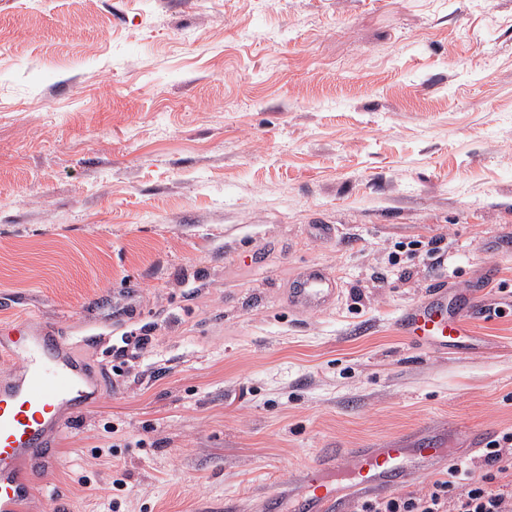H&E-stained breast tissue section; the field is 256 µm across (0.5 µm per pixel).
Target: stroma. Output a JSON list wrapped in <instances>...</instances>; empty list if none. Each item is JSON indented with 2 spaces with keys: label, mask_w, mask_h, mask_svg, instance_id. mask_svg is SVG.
Here are the masks:
<instances>
[{
  "label": "stroma",
  "mask_w": 512,
  "mask_h": 512,
  "mask_svg": "<svg viewBox=\"0 0 512 512\" xmlns=\"http://www.w3.org/2000/svg\"><path fill=\"white\" fill-rule=\"evenodd\" d=\"M506 239L512 0H0V324L62 336L92 394L19 512H272L317 459L425 439L484 474ZM480 284L470 344L398 335ZM337 281L318 268L305 271L291 288L289 302L311 311H319L336 298Z\"/></svg>",
  "instance_id": "obj_1"
}]
</instances>
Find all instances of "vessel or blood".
<instances>
[{
	"label": "vessel or blood",
	"mask_w": 512,
	"mask_h": 512,
	"mask_svg": "<svg viewBox=\"0 0 512 512\" xmlns=\"http://www.w3.org/2000/svg\"><path fill=\"white\" fill-rule=\"evenodd\" d=\"M337 292L333 277L311 268L291 289L289 301L317 311L335 300ZM479 306L477 289L451 293L438 287L398 315L397 329L406 340L444 351L469 335L471 316ZM0 355L18 365L15 375L0 379V512H16L28 494L20 473L22 460L53 457V436L63 425L64 412L86 408L88 373L60 337L48 329L35 330L25 321L0 327ZM447 455V449L431 442L411 448L351 449L346 486L326 480L322 465H315L303 476L305 491L293 512H350V496L372 495L408 483Z\"/></svg>",
	"instance_id": "obj_1"
}]
</instances>
